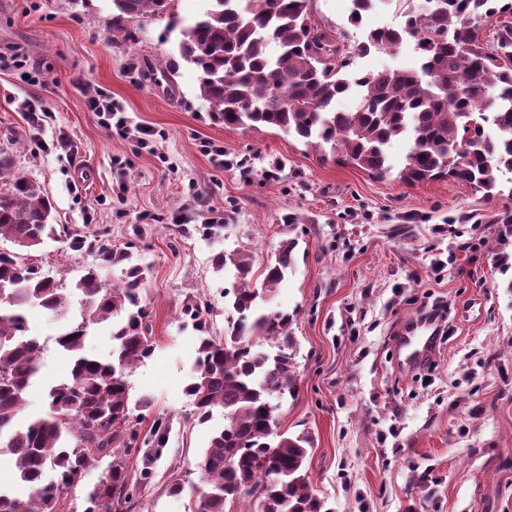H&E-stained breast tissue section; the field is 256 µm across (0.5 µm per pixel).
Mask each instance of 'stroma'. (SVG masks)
I'll return each instance as SVG.
<instances>
[{"label": "stroma", "mask_w": 512, "mask_h": 512, "mask_svg": "<svg viewBox=\"0 0 512 512\" xmlns=\"http://www.w3.org/2000/svg\"><path fill=\"white\" fill-rule=\"evenodd\" d=\"M347 4L308 3L313 23L347 47L403 22L396 0H377L355 27ZM204 7L172 0L169 14L116 31L112 0H0V51L33 66L0 67V152L47 191L54 223L130 249L150 268L141 298L154 352L128 382L172 430L149 478L141 455L125 459L135 512H188V495L169 487L198 483L195 463L209 444V426L188 420L198 339L183 307L201 302L211 335H223L230 281L215 271V253L246 252L259 273L292 238L295 265L270 303L294 313L297 339L296 392L279 429L311 436L313 491L330 512H512V225L500 220L512 212V174L500 176L493 199L449 178L407 186L341 156L321 159L278 130L213 123L170 28ZM415 65L407 42L352 57L348 71ZM98 91L156 131L153 149L97 121L86 97ZM35 109L49 112L47 122L33 121ZM209 141L223 146V163L204 153ZM218 215L222 233L203 234ZM26 258L68 287L95 256L51 241ZM437 302L449 304L452 327L425 377L401 365L393 337ZM29 320L44 345L33 414L69 361L55 342L58 322L38 308Z\"/></svg>", "instance_id": "1"}]
</instances>
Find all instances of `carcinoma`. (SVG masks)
<instances>
[{"mask_svg":"<svg viewBox=\"0 0 512 512\" xmlns=\"http://www.w3.org/2000/svg\"><path fill=\"white\" fill-rule=\"evenodd\" d=\"M493 0H433L427 11L408 8L400 27L374 28L353 51L391 52L412 35L418 68H387L349 77L336 42L311 24L308 0H207L206 8L181 30L180 57L198 75L211 120L261 132L278 129L318 149H340L354 166L377 178L390 174L387 148L398 137L410 143L399 180L414 185L451 178L486 197L499 174L512 172V26L497 31L496 48L478 38L495 14ZM112 27L128 18L168 12L171 0H112ZM360 98L354 112L336 100ZM301 103L284 107L275 95ZM52 204L39 183L20 175L0 195V237L14 251L0 250V448L11 451L24 494L0 488V512H46V505L77 484L85 470L110 456L105 476L89 496L87 512H133L135 485L122 455L144 449L148 478L166 447L170 421L156 417L148 398L132 400L128 374L153 351L150 314L141 305L147 269L127 249L51 223ZM63 233L69 248L90 251L99 265L122 266L119 281H102L87 269L70 290L24 263L23 252ZM296 242L285 240L256 286L253 265L242 251L220 253L216 268L233 278L224 289L237 317L224 336L210 335L200 304L184 314L202 333L184 393L194 424L213 426L196 463L203 488L193 512H226V504L251 499L250 512H325L305 472L312 439L273 432L276 405L296 390L297 342L289 331L294 315L272 316L259 307L292 266ZM78 295L80 319L56 337L71 358L68 377L51 386L47 407L19 421L28 391L42 367L43 346L29 334L27 309L39 306L59 320ZM112 321V355L86 349L89 328Z\"/></svg>","mask_w":512,"mask_h":512,"instance_id":"obj_1","label":"carcinoma"}]
</instances>
